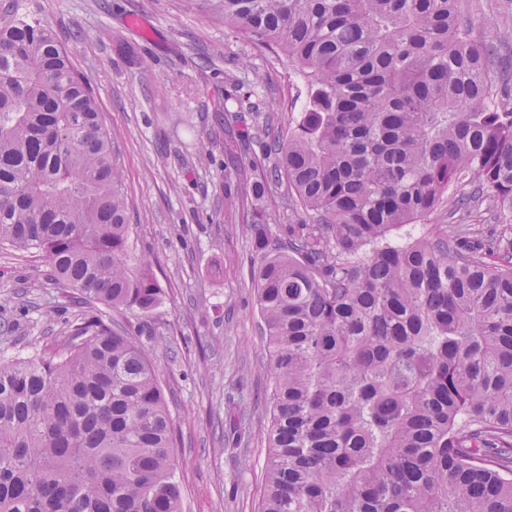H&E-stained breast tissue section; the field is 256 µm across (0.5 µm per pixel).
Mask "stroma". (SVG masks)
Segmentation results:
<instances>
[{
    "instance_id": "35a3bbf8",
    "label": "stroma",
    "mask_w": 512,
    "mask_h": 512,
    "mask_svg": "<svg viewBox=\"0 0 512 512\" xmlns=\"http://www.w3.org/2000/svg\"><path fill=\"white\" fill-rule=\"evenodd\" d=\"M91 86L120 154L129 246L163 289L152 318L119 317L149 348L179 435L182 512H259L268 457V353L256 305L260 254L224 175L262 157L306 91L201 0H32ZM476 35L506 32L512 0H473ZM251 102L225 118L224 91ZM265 124L228 151L224 127ZM81 310L29 253L0 249V357L60 346Z\"/></svg>"
}]
</instances>
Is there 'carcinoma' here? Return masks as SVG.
Masks as SVG:
<instances>
[{
    "label": "carcinoma",
    "mask_w": 512,
    "mask_h": 512,
    "mask_svg": "<svg viewBox=\"0 0 512 512\" xmlns=\"http://www.w3.org/2000/svg\"><path fill=\"white\" fill-rule=\"evenodd\" d=\"M281 53L304 108L253 208L270 380L261 512H512V94L469 0H204ZM490 202L494 239L475 244ZM444 213L446 224L432 218ZM405 224L426 231L406 246ZM119 154L28 0L0 20V246L91 305L63 352L0 359V512H181L177 425L145 345L163 289L129 251ZM252 180L248 176V178H244L241 180V182L238 183V201H237V208L240 207L241 209L244 205L245 210L247 208H251L252 205H258V206H264L268 209V211L276 212V214L281 215V219L283 218V211L285 214V207L283 205V202L285 201L283 199V191L284 188H279L278 190H274L272 194L267 195L264 199L261 201H256L253 193H252ZM475 221L473 223L479 224L477 228L480 229L482 237L490 238L497 236L502 226L495 208H490L488 202L484 203L481 209L475 212Z\"/></svg>",
    "instance_id": "carcinoma-1"
}]
</instances>
